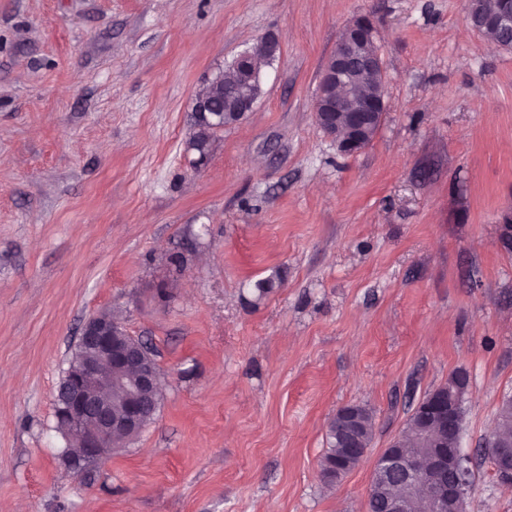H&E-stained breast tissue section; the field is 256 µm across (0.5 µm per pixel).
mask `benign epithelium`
<instances>
[{"instance_id": "obj_1", "label": "benign epithelium", "mask_w": 512, "mask_h": 512, "mask_svg": "<svg viewBox=\"0 0 512 512\" xmlns=\"http://www.w3.org/2000/svg\"><path fill=\"white\" fill-rule=\"evenodd\" d=\"M374 43V25L368 18L349 24L340 34L336 46L319 75V91L314 114L320 129L330 137L344 154H355L366 147L369 132L378 131L385 113L384 97L359 95L353 105L346 104L347 90L355 74H385L379 50H362V44ZM265 65L272 64L280 53L279 40L268 34L260 41ZM240 75L239 87L225 95L224 109L212 106V97L197 93L191 100V112L211 114V122L221 127L242 121L252 111L260 94L261 70L254 53L247 51L234 59ZM77 346L83 355L70 364L57 392L56 418L69 435L77 439L80 460H93L112 446V432L117 429L137 430L143 427L146 401L158 391L159 375L151 357L126 336L121 324L105 316L88 319L81 330ZM133 369L136 376L127 384V402L120 417L112 415V372ZM461 401L435 399L421 401L414 415L422 422L425 435L433 438L432 458L424 466L401 451L402 436H397L386 448L383 461L374 466L384 482L400 480L407 485L410 496L392 494L388 497L387 512H410L414 499L426 505V512H466L462 479L448 481V471L468 472L466 458L458 448L447 447V441L458 436V416ZM339 428L347 438L346 457L336 463L340 477L353 467V459H362L368 452L358 447L354 420L349 408L335 414ZM481 454L492 461L512 455V446L497 435L485 440Z\"/></svg>"}]
</instances>
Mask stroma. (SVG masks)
Returning a JSON list of instances; mask_svg holds the SVG:
<instances>
[{
  "label": "stroma",
  "mask_w": 512,
  "mask_h": 512,
  "mask_svg": "<svg viewBox=\"0 0 512 512\" xmlns=\"http://www.w3.org/2000/svg\"><path fill=\"white\" fill-rule=\"evenodd\" d=\"M467 0H0V507L369 512L373 458L460 373L466 512H512L479 450L512 398V50ZM370 18L386 112L361 152L319 73ZM269 33L242 122L189 147L198 88ZM109 313L161 371L155 419L72 467L55 395ZM368 457L325 486L336 410Z\"/></svg>",
  "instance_id": "stroma-1"
}]
</instances>
